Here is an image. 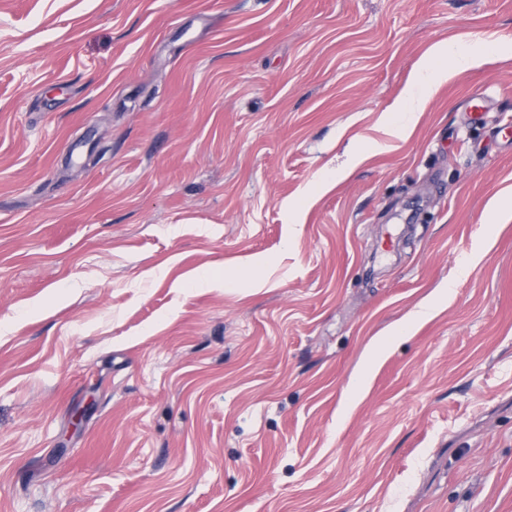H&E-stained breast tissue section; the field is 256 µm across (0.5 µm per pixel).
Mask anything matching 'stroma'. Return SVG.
Listing matches in <instances>:
<instances>
[{
  "instance_id": "stroma-1",
  "label": "stroma",
  "mask_w": 512,
  "mask_h": 512,
  "mask_svg": "<svg viewBox=\"0 0 512 512\" xmlns=\"http://www.w3.org/2000/svg\"><path fill=\"white\" fill-rule=\"evenodd\" d=\"M442 40L482 63L401 133ZM511 41L512 0H0V512H512Z\"/></svg>"
}]
</instances>
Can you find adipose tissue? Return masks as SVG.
Segmentation results:
<instances>
[{
    "label": "adipose tissue",
    "instance_id": "1",
    "mask_svg": "<svg viewBox=\"0 0 512 512\" xmlns=\"http://www.w3.org/2000/svg\"><path fill=\"white\" fill-rule=\"evenodd\" d=\"M480 61L481 57L476 53L464 58L458 57L454 43L441 41L434 44L430 49L428 62L417 69L411 93L405 100L409 112L426 109L433 89L447 81L449 68L473 67Z\"/></svg>",
    "mask_w": 512,
    "mask_h": 512
}]
</instances>
